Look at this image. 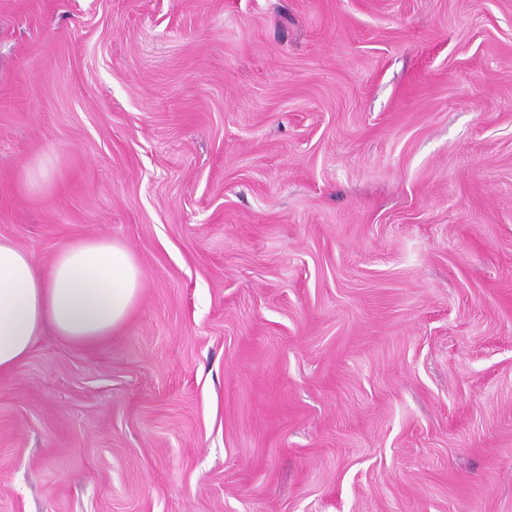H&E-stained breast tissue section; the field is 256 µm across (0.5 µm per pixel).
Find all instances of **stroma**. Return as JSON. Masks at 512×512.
I'll return each instance as SVG.
<instances>
[{
    "instance_id": "35a3bbf8",
    "label": "stroma",
    "mask_w": 512,
    "mask_h": 512,
    "mask_svg": "<svg viewBox=\"0 0 512 512\" xmlns=\"http://www.w3.org/2000/svg\"><path fill=\"white\" fill-rule=\"evenodd\" d=\"M0 237L142 274L0 512H512V0H0Z\"/></svg>"
}]
</instances>
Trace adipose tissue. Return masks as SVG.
I'll return each mask as SVG.
<instances>
[{
    "label": "adipose tissue",
    "mask_w": 512,
    "mask_h": 512,
    "mask_svg": "<svg viewBox=\"0 0 512 512\" xmlns=\"http://www.w3.org/2000/svg\"><path fill=\"white\" fill-rule=\"evenodd\" d=\"M140 288L138 264L112 241H74L41 272L30 254L0 238V373L30 355L45 326L74 343L117 332Z\"/></svg>",
    "instance_id": "obj_1"
}]
</instances>
